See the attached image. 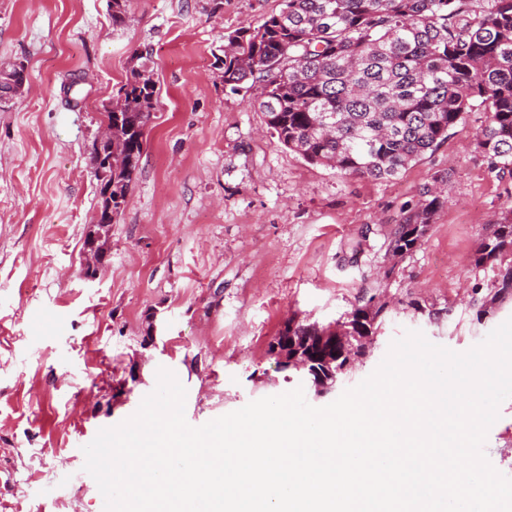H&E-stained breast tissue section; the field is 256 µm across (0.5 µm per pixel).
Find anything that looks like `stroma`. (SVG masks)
<instances>
[{
  "label": "stroma",
  "mask_w": 512,
  "mask_h": 512,
  "mask_svg": "<svg viewBox=\"0 0 512 512\" xmlns=\"http://www.w3.org/2000/svg\"><path fill=\"white\" fill-rule=\"evenodd\" d=\"M282 0H0V62L23 60V94L0 108V512H103L82 448L132 416L173 371L194 427L303 388L326 406L368 377L408 330L464 352L512 318L498 265L476 252L512 207L468 113L398 177H343L283 148L215 69L224 38ZM149 50L157 85L139 171L84 274L99 184L89 166L116 98ZM446 198L410 253L390 235L420 190ZM379 310L365 353L319 394L268 345L288 319L320 326ZM484 445L512 477V398Z\"/></svg>",
  "instance_id": "stroma-1"
}]
</instances>
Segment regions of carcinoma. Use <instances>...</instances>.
Wrapping results in <instances>:
<instances>
[{
  "label": "carcinoma",
  "instance_id": "carcinoma-1",
  "mask_svg": "<svg viewBox=\"0 0 512 512\" xmlns=\"http://www.w3.org/2000/svg\"><path fill=\"white\" fill-rule=\"evenodd\" d=\"M217 59L224 88L256 90L268 130L306 162L343 176L396 177L448 138L473 111L487 114L474 142L490 173L512 174V0H282L279 12L226 37ZM145 55L106 120L120 129L92 145L89 164L112 158L95 231L107 235L139 169L141 127L156 87ZM442 199L429 186L395 225L390 246L411 252ZM512 258V209L481 245L476 263ZM295 336L325 328L288 321Z\"/></svg>",
  "mask_w": 512,
  "mask_h": 512
}]
</instances>
